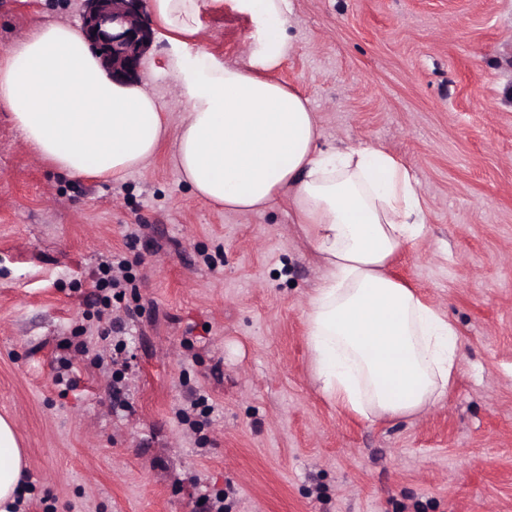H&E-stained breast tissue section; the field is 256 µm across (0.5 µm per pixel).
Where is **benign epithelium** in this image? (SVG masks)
<instances>
[{
  "label": "benign epithelium",
  "mask_w": 512,
  "mask_h": 512,
  "mask_svg": "<svg viewBox=\"0 0 512 512\" xmlns=\"http://www.w3.org/2000/svg\"><path fill=\"white\" fill-rule=\"evenodd\" d=\"M146 0H83L81 35L118 82L137 80L154 40Z\"/></svg>",
  "instance_id": "7a95c632"
}]
</instances>
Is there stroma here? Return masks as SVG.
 <instances>
[{
	"instance_id": "1",
	"label": "stroma",
	"mask_w": 512,
	"mask_h": 512,
	"mask_svg": "<svg viewBox=\"0 0 512 512\" xmlns=\"http://www.w3.org/2000/svg\"><path fill=\"white\" fill-rule=\"evenodd\" d=\"M276 80L324 141L410 166L423 239L391 275L464 346L448 395L369 423L313 378L302 308L319 275L287 203L241 217L195 199L162 150L120 184L35 160L0 111V415L27 451L26 512H512V0H292ZM140 74L171 106L176 56L231 64L256 26L204 10ZM80 0H0V51ZM137 232L136 245L128 235ZM133 275L93 327L114 255Z\"/></svg>"
}]
</instances>
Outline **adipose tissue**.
<instances>
[{"mask_svg": "<svg viewBox=\"0 0 512 512\" xmlns=\"http://www.w3.org/2000/svg\"><path fill=\"white\" fill-rule=\"evenodd\" d=\"M150 0L173 42L195 37L207 5ZM256 23L234 65L194 57L174 65L181 112L172 120L146 83L112 80L80 32L38 23L0 52V110L34 156L71 178L123 181L163 145L193 196L250 215L287 200L322 274L304 307L320 392L374 421L410 417L444 398L460 365V333L387 272L424 235L413 170L381 146L322 148L309 98L273 79L293 44L292 0H232ZM25 450L0 416V512L21 493Z\"/></svg>", "mask_w": 512, "mask_h": 512, "instance_id": "ef3b65f1", "label": "adipose tissue"}]
</instances>
